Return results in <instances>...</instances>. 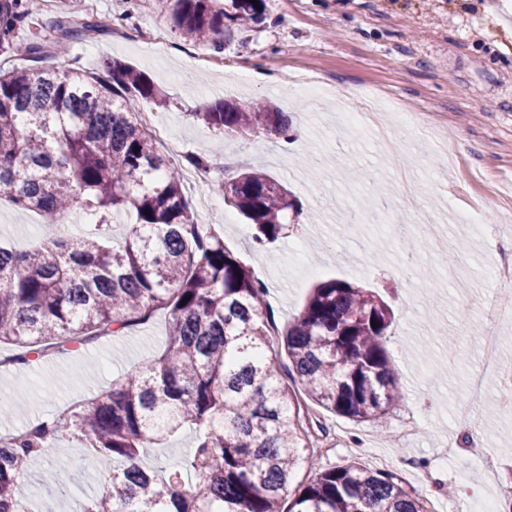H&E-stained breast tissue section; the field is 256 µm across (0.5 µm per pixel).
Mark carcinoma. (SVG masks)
Returning a JSON list of instances; mask_svg holds the SVG:
<instances>
[{
    "mask_svg": "<svg viewBox=\"0 0 512 512\" xmlns=\"http://www.w3.org/2000/svg\"><path fill=\"white\" fill-rule=\"evenodd\" d=\"M186 42L220 51L265 19L266 0H157ZM112 29L71 13L46 41L30 26L28 0H0V191L16 209L45 217L44 244L0 245V343L9 362L88 347L166 309V349L129 370L112 389L20 437L0 441V512H19L15 489L37 469L36 444L79 434L111 474L105 494L84 512H427L420 495L386 471L355 461L316 473L285 502L308 448L301 409L322 407L358 422L383 418L401 399L387 345L393 323L385 301L339 279L309 294L281 336L287 373L271 345L264 285L199 229L179 170L160 152L128 101H153L154 83L125 62L104 74L43 65L69 43ZM214 129L288 138V113L268 103L223 100L197 112ZM224 199L262 246L284 234L288 189L242 168L222 185ZM72 212L97 233L74 238L56 224ZM134 216L119 240L114 219ZM190 299H185V296ZM184 428L195 448L165 476L138 465L152 445Z\"/></svg>",
    "mask_w": 512,
    "mask_h": 512,
    "instance_id": "carcinoma-1",
    "label": "carcinoma"
}]
</instances>
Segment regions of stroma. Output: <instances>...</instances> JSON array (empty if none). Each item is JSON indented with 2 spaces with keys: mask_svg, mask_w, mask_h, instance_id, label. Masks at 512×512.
I'll use <instances>...</instances> for the list:
<instances>
[{
  "mask_svg": "<svg viewBox=\"0 0 512 512\" xmlns=\"http://www.w3.org/2000/svg\"><path fill=\"white\" fill-rule=\"evenodd\" d=\"M129 37L112 33L75 42L52 66L101 72L118 59L145 72L162 103L134 100L152 124L168 132L158 147L181 170L185 194L201 227H223L225 246L250 267L267 289L278 327L301 314L310 288L332 278L371 289L392 308L388 344L399 370L403 397L382 422H356L309 406L310 444H321L319 466L356 461L397 476L421 492L428 512H482L484 501L512 512L504 495L512 484V410L486 379L478 428L458 422L456 402L465 394L477 359L478 338L496 333L512 350V322L495 323L489 308L501 283L492 273L499 252L512 248V0H267L264 22L246 40L226 42L223 70L200 65L213 56L209 45L184 44L171 23L160 20L152 0H140ZM324 78L331 93L305 100L289 76ZM377 95L414 105L422 125L396 126L394 138L413 166L420 205L406 212L402 189L389 159L361 130L336 123L341 97L355 110ZM220 99H263L293 113L300 138L283 141L248 134L225 135L198 120ZM177 152H170L169 140ZM210 160L204 185L189 176L188 155ZM264 169L297 199L301 214L286 234L264 248L254 229L225 203L221 186L237 169ZM478 209L482 220L458 224L457 212ZM40 214L17 211L0 198V242L26 249L40 235ZM422 224L429 239H448L449 253L428 241L402 236L397 223ZM422 254L432 286L416 285L404 262L409 248ZM170 316L157 311L147 322L97 344L68 351L27 367L6 362L11 344H0V435L53 417L111 389L129 368L165 348ZM460 336L456 359L448 339ZM412 421L421 434H403ZM480 443L493 454L494 473L463 477L464 462L451 449ZM72 465L62 472L45 461L17 490L21 508L80 512L103 489L102 472L78 438L64 441ZM57 497L41 498L43 487Z\"/></svg>",
  "mask_w": 512,
  "mask_h": 512,
  "instance_id": "stroma-1",
  "label": "stroma"
}]
</instances>
